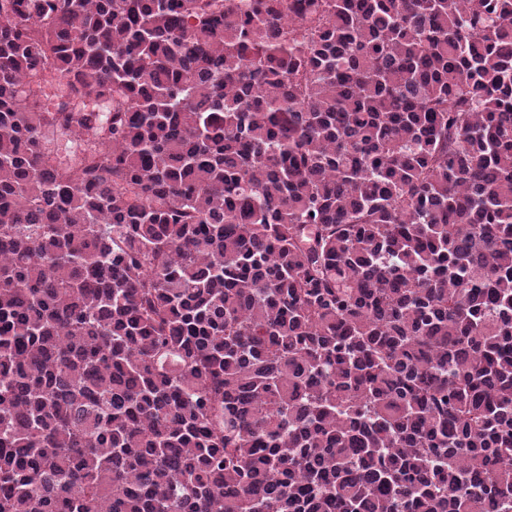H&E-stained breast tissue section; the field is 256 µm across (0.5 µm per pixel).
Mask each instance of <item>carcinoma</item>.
Returning a JSON list of instances; mask_svg holds the SVG:
<instances>
[{"label":"carcinoma","mask_w":512,"mask_h":512,"mask_svg":"<svg viewBox=\"0 0 512 512\" xmlns=\"http://www.w3.org/2000/svg\"><path fill=\"white\" fill-rule=\"evenodd\" d=\"M0 512H512V0H0Z\"/></svg>","instance_id":"1"}]
</instances>
